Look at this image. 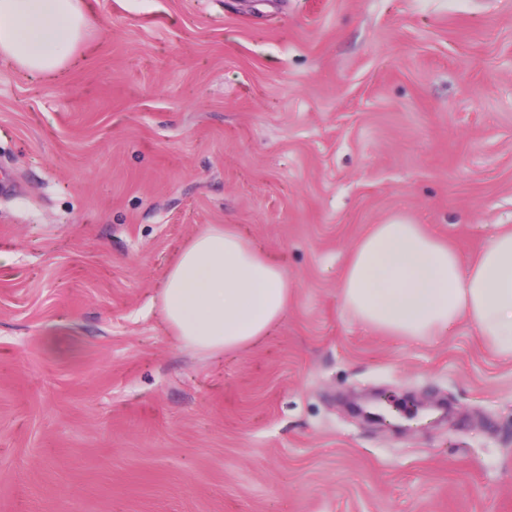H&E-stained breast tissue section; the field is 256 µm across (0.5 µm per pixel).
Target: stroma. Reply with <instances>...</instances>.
I'll return each mask as SVG.
<instances>
[{"mask_svg":"<svg viewBox=\"0 0 512 512\" xmlns=\"http://www.w3.org/2000/svg\"><path fill=\"white\" fill-rule=\"evenodd\" d=\"M63 69L0 59V512H512V360L345 308L373 225L474 261L512 225V0H86ZM212 224L279 260L270 335L160 314ZM375 388L448 424L353 416Z\"/></svg>","mask_w":512,"mask_h":512,"instance_id":"obj_1","label":"stroma"}]
</instances>
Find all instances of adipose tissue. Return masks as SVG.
Returning <instances> with one entry per match:
<instances>
[{
  "mask_svg": "<svg viewBox=\"0 0 512 512\" xmlns=\"http://www.w3.org/2000/svg\"><path fill=\"white\" fill-rule=\"evenodd\" d=\"M86 26L83 0H0V57L27 72L64 65ZM288 273L215 224L167 270L161 315L196 351L224 354L264 336L288 306ZM345 307L373 329L422 339L469 319L497 353L512 359V226L463 264L421 225H373L356 245L340 284Z\"/></svg>",
  "mask_w": 512,
  "mask_h": 512,
  "instance_id": "adipose-tissue-1",
  "label": "adipose tissue"
}]
</instances>
